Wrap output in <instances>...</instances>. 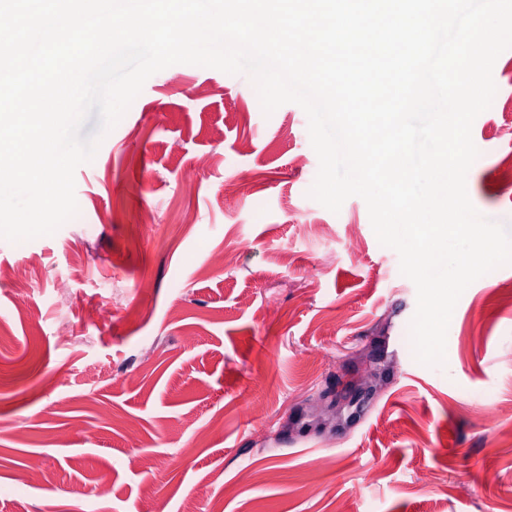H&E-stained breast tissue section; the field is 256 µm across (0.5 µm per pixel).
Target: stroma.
<instances>
[{
    "instance_id": "1",
    "label": "stroma",
    "mask_w": 512,
    "mask_h": 512,
    "mask_svg": "<svg viewBox=\"0 0 512 512\" xmlns=\"http://www.w3.org/2000/svg\"><path fill=\"white\" fill-rule=\"evenodd\" d=\"M493 70L466 186L512 228V50ZM318 168L299 105L267 116L248 75L175 64L77 168V217L0 238V512H140L146 486L154 512H512V265L424 366L414 283L362 198L309 197Z\"/></svg>"
}]
</instances>
